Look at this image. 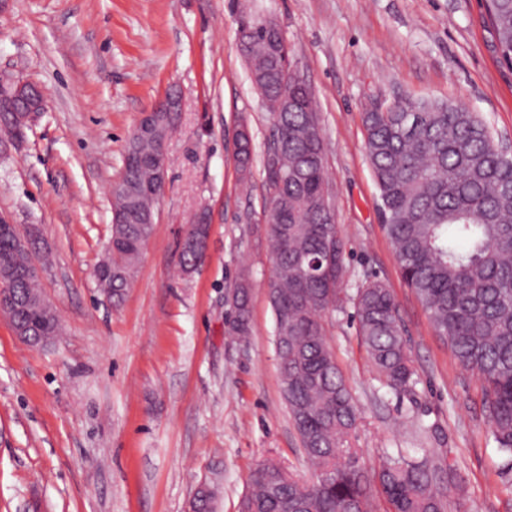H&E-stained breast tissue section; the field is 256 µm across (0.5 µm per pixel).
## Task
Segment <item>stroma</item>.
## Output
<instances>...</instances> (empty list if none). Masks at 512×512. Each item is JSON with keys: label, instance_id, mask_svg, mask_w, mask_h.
<instances>
[{"label": "stroma", "instance_id": "stroma-1", "mask_svg": "<svg viewBox=\"0 0 512 512\" xmlns=\"http://www.w3.org/2000/svg\"><path fill=\"white\" fill-rule=\"evenodd\" d=\"M246 12L279 21L312 91L350 253L343 287L354 293L373 276L390 288L417 371L412 391L386 392L352 304L324 313L360 410L349 438L359 465L430 450L462 480L453 512H512V457L488 432L478 377L401 276L362 122L401 96L451 98L512 139V72L479 0H0V71L46 93L24 139L0 155V216L41 226L53 258L42 291L61 326L31 346L0 317V512H191L204 483L214 512H240L263 459L302 482L317 476L279 388L261 165L271 125L237 47ZM169 93L181 110L166 187L116 306L95 278L111 235L109 187L142 112ZM242 117L255 158L246 188L233 163ZM203 208L207 251L186 276L181 241ZM243 267L252 332L241 339L227 332L224 295Z\"/></svg>", "mask_w": 512, "mask_h": 512}]
</instances>
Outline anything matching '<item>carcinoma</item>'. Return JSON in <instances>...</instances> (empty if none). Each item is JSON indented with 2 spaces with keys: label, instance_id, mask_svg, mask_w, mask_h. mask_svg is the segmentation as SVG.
<instances>
[{
  "label": "carcinoma",
  "instance_id": "obj_1",
  "mask_svg": "<svg viewBox=\"0 0 512 512\" xmlns=\"http://www.w3.org/2000/svg\"><path fill=\"white\" fill-rule=\"evenodd\" d=\"M494 34V51L512 73V0H482ZM276 31L260 16L246 15L239 49L252 83L272 121L278 156H263L270 201L265 224L272 259L269 295L280 392L307 457L319 470L316 481L301 483L275 460L250 474L244 512H448L449 491L464 488L453 468L437 464L432 453L401 451L382 456L366 471L346 448L359 413L325 338L323 314L343 303L345 242L330 214L326 148L314 101L300 96L296 108L279 112L282 94ZM394 108L363 113L365 151L379 190L380 212L395 248L403 280L429 313L439 337L456 360L479 376L490 434L497 448L512 455V155L501 149L488 124L460 102L412 96ZM27 125L5 114L0 136L16 142ZM160 116L153 130L130 137L126 154L148 159L135 172L123 166L112 188V254L104 263L112 277L99 287L112 303L125 296L141 249L154 227L157 199L140 187L154 182L165 166L156 141L167 135ZM252 134L238 138L234 164L247 175L253 162ZM182 242V272L192 273L203 258L209 236L206 219L193 224ZM40 246L18 249L0 237V288L21 299L14 319L48 335L59 320L32 300L40 291L30 274L46 267ZM250 273L240 272L227 294L228 332L251 334ZM359 336L384 387L412 390L417 374L408 352L395 300L378 281L363 284L350 297Z\"/></svg>",
  "mask_w": 512,
  "mask_h": 512
}]
</instances>
